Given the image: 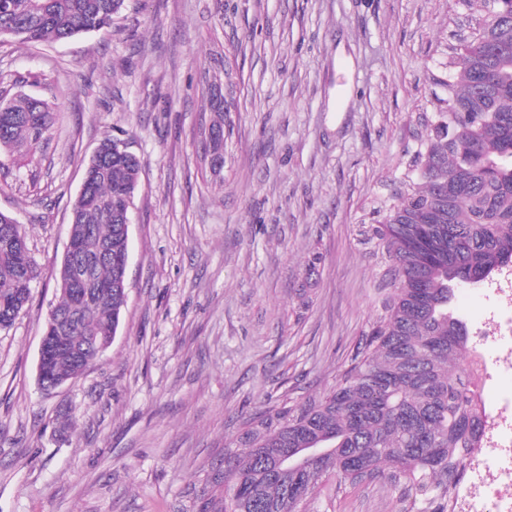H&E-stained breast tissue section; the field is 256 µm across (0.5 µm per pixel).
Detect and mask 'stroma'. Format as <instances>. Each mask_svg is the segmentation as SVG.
Returning a JSON list of instances; mask_svg holds the SVG:
<instances>
[{"instance_id": "1", "label": "stroma", "mask_w": 512, "mask_h": 512, "mask_svg": "<svg viewBox=\"0 0 512 512\" xmlns=\"http://www.w3.org/2000/svg\"><path fill=\"white\" fill-rule=\"evenodd\" d=\"M481 19L460 0H127L108 33L0 39V96L56 113L35 160L0 169V212L40 271L0 330V512H202L251 418L335 385L382 312L388 262L370 228ZM217 68L211 173L197 146ZM107 136L142 165L127 306L105 354L46 391L38 352L71 205ZM335 485L310 512H410L381 483Z\"/></svg>"}]
</instances>
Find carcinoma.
<instances>
[{
  "label": "carcinoma",
  "instance_id": "carcinoma-1",
  "mask_svg": "<svg viewBox=\"0 0 512 512\" xmlns=\"http://www.w3.org/2000/svg\"><path fill=\"white\" fill-rule=\"evenodd\" d=\"M485 14L460 51L448 58L447 109L438 112L414 157L419 184L402 191L373 226L391 263L392 294L351 364L325 395L254 417L239 446L224 452L221 495L204 512H307L322 479L336 493L385 480L414 499L450 500L470 449L483 444L486 412L480 363L467 325L451 304L458 287L493 282L512 270V0H481ZM126 0H0V37L23 44L107 32ZM52 104L20 93L0 99V154L32 158L50 140ZM224 106L211 100L200 130V160L224 155ZM85 167L70 217L80 254L61 260L56 309L75 318L57 332L49 380L76 382L91 354L90 336L117 334L127 294L112 285L122 253L121 213L134 203L140 161L106 137ZM112 258H107V252ZM90 266L92 296L78 302L66 288L79 263ZM39 271L28 245L0 248V329L26 312L32 292L20 277ZM317 448L319 459L293 458Z\"/></svg>",
  "mask_w": 512,
  "mask_h": 512
}]
</instances>
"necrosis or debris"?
Masks as SVG:
<instances>
[{
	"mask_svg": "<svg viewBox=\"0 0 512 512\" xmlns=\"http://www.w3.org/2000/svg\"><path fill=\"white\" fill-rule=\"evenodd\" d=\"M484 298L489 305L475 341L490 396L485 443L467 460L448 512H512V288H494Z\"/></svg>",
	"mask_w": 512,
	"mask_h": 512,
	"instance_id": "4bbe7bcc",
	"label": "necrosis or debris"
}]
</instances>
